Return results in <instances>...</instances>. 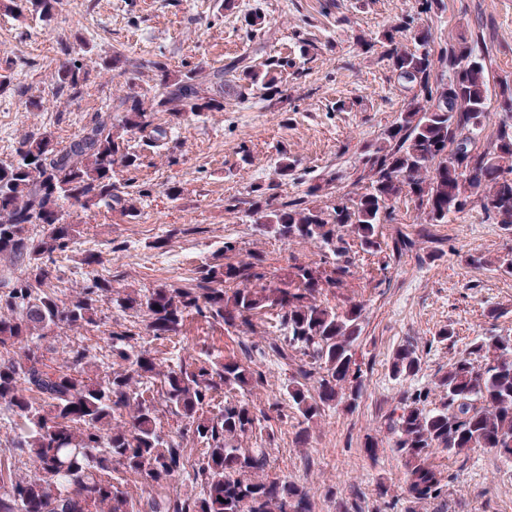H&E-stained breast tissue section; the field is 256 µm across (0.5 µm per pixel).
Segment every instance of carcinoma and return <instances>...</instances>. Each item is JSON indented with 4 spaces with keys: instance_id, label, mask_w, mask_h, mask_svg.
I'll return each instance as SVG.
<instances>
[{
    "instance_id": "obj_1",
    "label": "carcinoma",
    "mask_w": 512,
    "mask_h": 512,
    "mask_svg": "<svg viewBox=\"0 0 512 512\" xmlns=\"http://www.w3.org/2000/svg\"><path fill=\"white\" fill-rule=\"evenodd\" d=\"M60 2L29 0L28 9L48 22ZM427 45L422 39L413 50L390 52L394 71L414 96L389 134L393 145L365 159L372 172L365 192L350 204L326 208L252 203L255 223L265 232L288 242H318L333 256L328 269L289 266L286 288L267 279L261 259L226 264L220 255L198 268L190 286L162 284L131 294L114 289L112 280L93 270L67 301L42 290L54 253L66 251L78 233L77 210L103 206L123 215L132 209L116 184L118 172L140 165L131 136L159 147L167 130L155 123L156 113L179 119L224 111V97L205 94L202 84L224 87L226 71H238V80L267 98L278 94L277 71L283 67L278 58L269 57L259 67L240 58L225 70L200 68L182 77L172 75L161 58L147 60L139 67L153 75L151 106L137 95L119 96L71 140L32 133L10 162L0 163V256L19 266V275L0 280V405L21 420L11 442L14 455L35 469L29 478L0 479V512H310L303 487L266 474L265 449L238 446L260 426L248 404L226 400L217 414L203 412L219 389L243 390L253 383L250 357L206 359L160 372L150 352L136 349V334L111 330L108 353L118 369L101 376L91 371L94 355L80 344L69 347L64 364L50 367L45 353L52 346L44 342L64 330L97 325L101 302L145 312V330L162 339L178 335L191 315L247 331L256 316L270 311L286 346L311 358L299 376L317 384L314 396L298 380L289 381L290 407L312 422L326 406L356 402L364 388L356 362L363 306L338 310L319 300L325 289L352 275L341 260L343 234L354 236L363 250L376 251L378 227L392 219L401 195L415 198L428 223L446 224L465 210L472 191L483 193L489 219L512 229V125L499 127L495 151L474 149L488 111L485 58L473 49L448 54L443 62L452 78L435 87ZM62 52L68 59L55 74L57 94L73 97L89 71L68 48ZM455 145L465 149L460 173L451 169ZM14 347L23 355L11 356ZM284 347L269 344L280 355ZM418 370L413 344L401 345L392 356L391 374L404 378ZM146 380L159 381V388L133 390L134 383ZM436 386L446 397L441 407L425 408L428 392L419 391L389 417L395 451L406 466L404 493L414 503L442 497L441 473L429 463L436 451L458 456L495 448L512 459V336L481 337ZM159 405L186 422L205 448L196 472L204 486L198 497L142 503L126 490L125 473L162 487L186 469V449L158 427ZM125 412L128 418L116 423Z\"/></svg>"
}]
</instances>
